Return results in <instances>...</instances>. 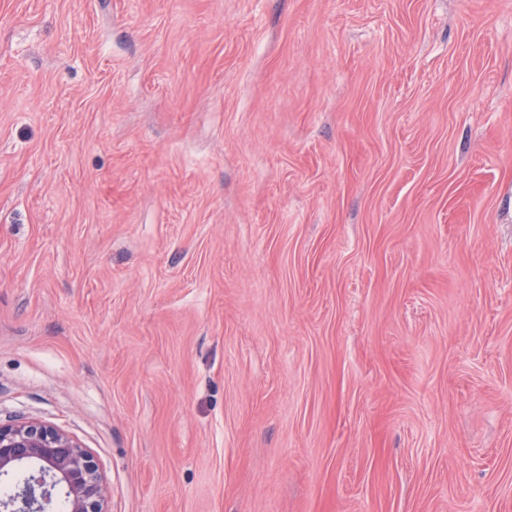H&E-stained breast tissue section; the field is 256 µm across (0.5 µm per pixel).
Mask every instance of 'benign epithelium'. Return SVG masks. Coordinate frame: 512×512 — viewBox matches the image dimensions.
Segmentation results:
<instances>
[{"mask_svg":"<svg viewBox=\"0 0 512 512\" xmlns=\"http://www.w3.org/2000/svg\"><path fill=\"white\" fill-rule=\"evenodd\" d=\"M23 473L0 498V512H106L107 488L93 455L69 435L38 420L0 423V477Z\"/></svg>","mask_w":512,"mask_h":512,"instance_id":"7a95c632","label":"benign epithelium"}]
</instances>
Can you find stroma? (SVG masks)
I'll use <instances>...</instances> for the list:
<instances>
[{"label":"stroma","instance_id":"35a3bbf8","mask_svg":"<svg viewBox=\"0 0 512 512\" xmlns=\"http://www.w3.org/2000/svg\"><path fill=\"white\" fill-rule=\"evenodd\" d=\"M107 512H512V0H0V423Z\"/></svg>","mask_w":512,"mask_h":512}]
</instances>
